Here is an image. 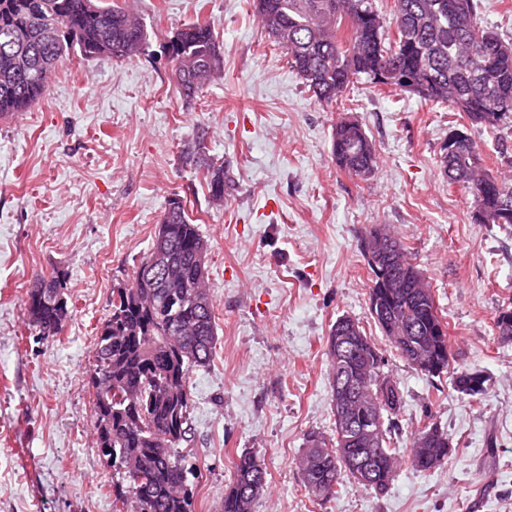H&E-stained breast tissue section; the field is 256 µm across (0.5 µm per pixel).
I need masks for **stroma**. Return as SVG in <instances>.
<instances>
[{"label":"stroma","instance_id":"35a3bbf8","mask_svg":"<svg viewBox=\"0 0 512 512\" xmlns=\"http://www.w3.org/2000/svg\"><path fill=\"white\" fill-rule=\"evenodd\" d=\"M130 3L149 35L145 53L69 58L36 104L0 122V512H115L122 473L93 428L97 331L172 197L208 244L218 325L210 363L190 374L193 512H217L245 450L267 471L254 512H512V341L494 326L512 309V226L476 223L467 190L439 174L460 125L489 173L512 176V117L494 129L454 125L444 106L363 81L322 105L251 0ZM198 20L213 24L224 70L188 102L166 44ZM345 116L374 142L371 178L332 158V128ZM201 130L208 153L224 159L220 206L185 158ZM376 225L430 282L452 365L486 379L479 398L460 394L451 375L408 365L373 322L360 237ZM57 268L73 311L60 335L42 338L27 291ZM342 315L375 341L401 392L397 448L427 419L455 446L439 468L402 465L386 492L346 480L324 503L308 497L295 462L308 433L334 430L325 344Z\"/></svg>","mask_w":512,"mask_h":512}]
</instances>
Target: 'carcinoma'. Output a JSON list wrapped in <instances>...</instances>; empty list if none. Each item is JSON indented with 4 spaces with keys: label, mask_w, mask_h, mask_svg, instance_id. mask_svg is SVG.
<instances>
[{
    "label": "carcinoma",
    "mask_w": 512,
    "mask_h": 512,
    "mask_svg": "<svg viewBox=\"0 0 512 512\" xmlns=\"http://www.w3.org/2000/svg\"><path fill=\"white\" fill-rule=\"evenodd\" d=\"M254 13L271 42L283 49L287 64L316 101L331 104L361 80L399 89L460 112L473 125L495 127L512 114V41L481 21L479 0H395L391 20L376 0H253ZM148 33L140 18L115 0H0V117L26 111L47 91L50 76L73 53L84 59H132L144 53ZM177 87L194 100L224 67L214 27L195 22L178 29L167 44ZM199 136L187 159L206 170L210 197L224 201V164L206 156ZM331 152L336 165L359 178L377 167L376 149L357 120L334 125ZM442 177L471 195L479 224H512V180L487 173L474 142L439 160ZM396 245L395 274L402 288L378 287L372 275L369 302L383 310L371 314L396 355L422 374L438 377L450 368L448 325L431 285ZM205 244L183 201L165 206L152 246L168 255L161 284L135 273L129 285L113 290L112 309L102 321L94 348L90 384L95 390L98 447L126 484L113 486L115 512H192L187 456L178 451L192 438L190 373L212 359L217 343L214 306L207 285L197 282L194 257ZM67 273L34 276L25 301L30 324L41 336L60 334L71 316ZM496 333L512 340V309L495 320ZM356 338L343 363H336V325L326 337L330 400L353 395L349 420H334L330 440L311 432L297 466L308 495L327 501L343 478L377 491L387 490L400 464L392 433L402 406L397 386L371 337L355 325ZM458 392L475 398L486 379L478 371H454ZM390 384L379 441L370 448L348 445L353 431L374 428L368 400L379 401ZM433 431L427 441L421 435ZM453 439L436 423L411 434L408 463L430 471L445 464ZM266 488L260 456L246 451L234 464L233 481L220 512H253Z\"/></svg>",
    "instance_id": "carcinoma-1"
}]
</instances>
